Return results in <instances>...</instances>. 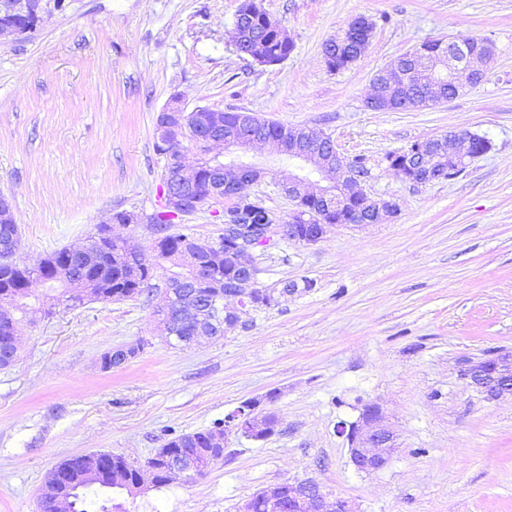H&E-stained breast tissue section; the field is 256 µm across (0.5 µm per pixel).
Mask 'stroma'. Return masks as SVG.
Instances as JSON below:
<instances>
[{
  "instance_id": "1",
  "label": "stroma",
  "mask_w": 512,
  "mask_h": 512,
  "mask_svg": "<svg viewBox=\"0 0 512 512\" xmlns=\"http://www.w3.org/2000/svg\"><path fill=\"white\" fill-rule=\"evenodd\" d=\"M67 2L33 33L0 37V190L21 231L18 265L85 244L122 210L145 221L113 225V236L151 253L146 219L165 205L155 119L174 99L330 135L364 158V191L399 212L331 225L314 245L274 237L255 252L259 284L314 288L217 340L170 345L143 295L20 317L18 357L0 369V512H38L44 477L64 459L140 461L271 391L273 436L229 435L205 476L124 496L126 512H238L260 488L304 479L357 512H512V399L487 402L461 374L464 358L512 351V0H263L294 43L274 66L234 48L241 0ZM359 15L375 24L369 48L328 70L324 44ZM469 36L494 51L475 88L418 110L366 108L390 61ZM464 130L492 148L454 179L413 184L385 159ZM248 158L267 171L252 196L287 219L285 161L264 148ZM224 206L207 201L175 225L215 238ZM136 342L135 358L103 369L105 352ZM371 402L399 448L364 473L338 428Z\"/></svg>"
}]
</instances>
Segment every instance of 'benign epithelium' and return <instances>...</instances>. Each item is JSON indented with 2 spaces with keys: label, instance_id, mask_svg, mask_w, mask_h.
<instances>
[{
  "label": "benign epithelium",
  "instance_id": "7a95c632",
  "mask_svg": "<svg viewBox=\"0 0 512 512\" xmlns=\"http://www.w3.org/2000/svg\"><path fill=\"white\" fill-rule=\"evenodd\" d=\"M54 11L52 0H0V36L9 34L21 36L28 30L37 28L44 15ZM29 20L30 26L23 27L19 21ZM360 29L363 41L359 43L360 52H365L373 37L371 22L360 17L353 18L346 29L351 32ZM424 47H418L410 52L412 58L421 61L434 71L439 80L430 87L424 97L429 104L446 101L440 84L448 81L455 87L467 86L466 78L483 74L479 64L492 55L493 49L488 43L477 44L473 40L456 41L449 44L448 51H437L426 57L422 55ZM412 71L397 62L392 63L386 70L373 79L375 92L366 100L370 109L378 108L384 94L401 90L406 87ZM186 108L173 102L166 105L160 113L163 154L172 159L182 145V112ZM211 107H196L193 117L196 128L200 131L199 139L203 146L198 166H209L219 171L240 173L247 165L230 160L221 162L208 156L210 145L224 143L228 149H245L254 145H270L279 155H288L294 160L317 173L323 185L314 191L307 189L309 178L304 174L292 171L284 173L278 179L277 185L281 192L293 203L294 211L304 208L308 198L322 201L324 208L336 212V223L363 226L379 224L398 212V205L389 200H376L368 196L360 181L364 174L349 166L348 156L339 148L330 153L323 152L327 135L313 132L308 128L289 133L288 140L267 135L252 126L237 125L224 127V135L211 136L207 113ZM477 155L469 153L467 142L459 137V133L432 137L421 141V147L412 152L401 153V158L395 162L399 171L403 168L417 167L431 177L438 175L441 165L448 164V171H463L469 162ZM195 171L187 170L183 164L167 165L164 183L166 187L165 202L168 211L187 215L195 210L192 206ZM251 183L235 186L236 194L245 200L249 207H239L230 210L224 208V237L212 240L191 238L188 245L194 254L193 261L197 270L209 268L217 263L224 254L223 244H228L236 256L242 270L246 271V289L238 286L224 289V309L218 310V315L225 316V324L236 327L244 325V317L254 309L249 302V289L259 287L257 269L251 260L254 250L270 245L273 236L280 235L292 241L297 240L292 228L283 224H255L253 218L259 212L273 215L263 203L251 197ZM139 349V345L118 346L109 350V365L112 368L122 367L130 353ZM463 376L469 385L483 395L488 402H496L506 397L512 398V351H498L490 357L466 361L462 369ZM269 413L260 409V404L250 403L246 410L239 409L225 417L224 430L212 432V443L218 446L231 434L254 438L266 429V419ZM349 442L350 460L354 467L361 472H372L384 468L396 449V438L393 431L385 423V416L377 404H369L362 410L359 419L342 429ZM211 466L205 455L188 453L185 463L171 465L170 473L178 480L187 478L197 479L203 476ZM132 469L135 481L127 484L128 472L123 469L106 474L114 486L125 487L135 492L145 484L158 485V470L147 463H134ZM64 482V474L57 469L47 473L40 488V501L52 502L53 512H71V500L64 492L58 490ZM283 484L275 483L265 486L255 492L242 504L239 512H255L256 503L262 504L263 512H356L353 504L342 497L331 495L320 487L304 481L289 484L288 496L282 495Z\"/></svg>",
  "mask_w": 512,
  "mask_h": 512
}]
</instances>
